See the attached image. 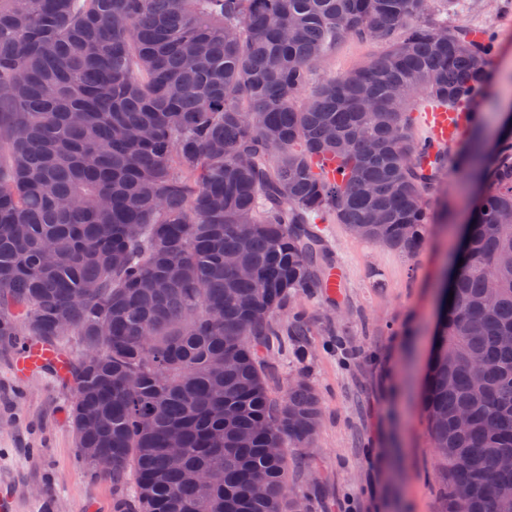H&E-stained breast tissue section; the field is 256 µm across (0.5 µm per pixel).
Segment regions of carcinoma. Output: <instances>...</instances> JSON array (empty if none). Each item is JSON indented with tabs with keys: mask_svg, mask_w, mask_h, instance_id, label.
Wrapping results in <instances>:
<instances>
[{
	"mask_svg": "<svg viewBox=\"0 0 512 512\" xmlns=\"http://www.w3.org/2000/svg\"><path fill=\"white\" fill-rule=\"evenodd\" d=\"M424 0H0V348L80 336L79 453L129 498L115 512H292L288 453L319 396H272L258 348L335 269L332 218L415 252L444 151L414 101L470 111L495 34L423 19ZM384 46L307 90L336 44ZM461 163L473 206L423 404L442 512H512V128ZM331 155L339 179L320 161ZM234 256L250 270L224 265ZM100 418L92 431L82 412ZM470 418L464 430L459 415ZM183 448L181 460L167 451Z\"/></svg>",
	"mask_w": 512,
	"mask_h": 512,
	"instance_id": "cac0c4a2",
	"label": "carcinoma"
}]
</instances>
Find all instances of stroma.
I'll return each mask as SVG.
<instances>
[{
    "mask_svg": "<svg viewBox=\"0 0 512 512\" xmlns=\"http://www.w3.org/2000/svg\"><path fill=\"white\" fill-rule=\"evenodd\" d=\"M430 16L489 29L498 47L490 89L475 110L493 135L512 110V0H435ZM381 45L348 38L313 70L310 81L365 65ZM448 150L441 194L427 201L429 222L411 254L356 237L327 222L318 232L341 272L337 297L313 288L297 294L284 325L302 314V342L266 353L273 393L308 381L321 401V424L308 448H292L290 488L307 512H441L437 466L423 408V384L437 323V293L459 245L478 186ZM17 350L0 351V484L16 512H114L110 477L76 448L68 409L70 381L48 371L19 378Z\"/></svg>",
    "mask_w": 512,
    "mask_h": 512,
    "instance_id": "obj_1",
    "label": "stroma"
}]
</instances>
